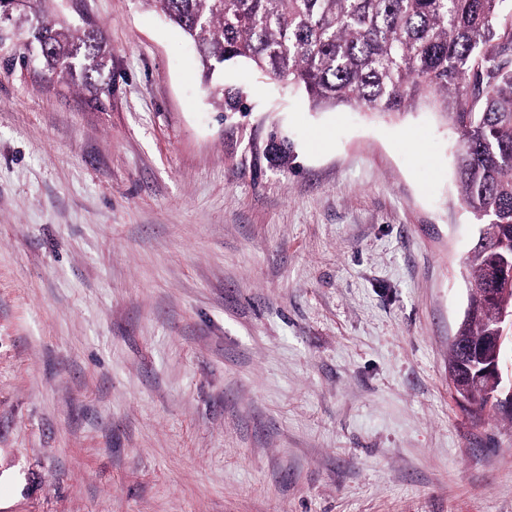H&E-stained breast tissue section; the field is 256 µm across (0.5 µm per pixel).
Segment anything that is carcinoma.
Returning <instances> with one entry per match:
<instances>
[{
  "mask_svg": "<svg viewBox=\"0 0 512 512\" xmlns=\"http://www.w3.org/2000/svg\"><path fill=\"white\" fill-rule=\"evenodd\" d=\"M50 0H0L21 12L17 34L40 53L8 55L11 71L38 63L73 88L98 95L112 86V48L99 28L80 30ZM506 0H143L195 45L204 84L225 65L246 61L265 76L300 87L319 108L357 107L401 118L437 107L458 135L460 203L476 226L466 257L470 294L458 332L478 350L451 349L449 375L497 357L483 321L489 289L512 311V23ZM226 112L248 111L239 88L210 91Z\"/></svg>",
  "mask_w": 512,
  "mask_h": 512,
  "instance_id": "cac0c4a2",
  "label": "carcinoma"
}]
</instances>
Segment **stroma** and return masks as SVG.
Here are the masks:
<instances>
[{"label":"stroma","instance_id":"35a3bbf8","mask_svg":"<svg viewBox=\"0 0 512 512\" xmlns=\"http://www.w3.org/2000/svg\"><path fill=\"white\" fill-rule=\"evenodd\" d=\"M63 11L112 93L0 68V512H512V414L448 380L475 227L440 115L240 62L225 118L143 0Z\"/></svg>","mask_w":512,"mask_h":512}]
</instances>
